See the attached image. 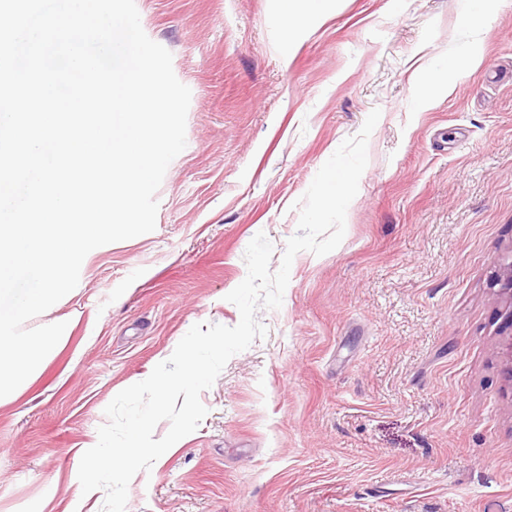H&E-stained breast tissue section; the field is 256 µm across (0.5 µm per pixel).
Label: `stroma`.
<instances>
[{"instance_id":"stroma-1","label":"stroma","mask_w":512,"mask_h":512,"mask_svg":"<svg viewBox=\"0 0 512 512\" xmlns=\"http://www.w3.org/2000/svg\"><path fill=\"white\" fill-rule=\"evenodd\" d=\"M189 87L186 147L153 232L84 259L27 328L69 340L0 403V512H102L78 480L104 410L226 296L258 232L278 269L293 204L372 110L341 244L298 253L280 309L200 399L208 414L128 488L126 512H512L501 376L512 247V0H330L287 33L280 0H135ZM477 43L431 109L417 84Z\"/></svg>"}]
</instances>
